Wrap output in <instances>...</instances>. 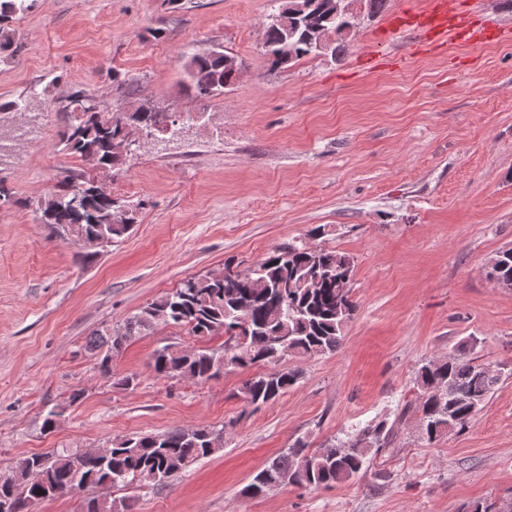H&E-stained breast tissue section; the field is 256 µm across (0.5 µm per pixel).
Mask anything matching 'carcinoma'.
Instances as JSON below:
<instances>
[{"mask_svg":"<svg viewBox=\"0 0 512 512\" xmlns=\"http://www.w3.org/2000/svg\"><path fill=\"white\" fill-rule=\"evenodd\" d=\"M288 24L271 21L264 31L263 47L271 66L279 68L309 56L338 59L348 50L351 35L344 33L347 18L336 14L335 0H288ZM31 7L30 0H0V26ZM288 43L290 53L278 50ZM186 90L199 101L224 93L235 77L224 66V49L194 54L184 64ZM66 120L60 141L69 154L91 170L110 177L118 175L128 155L117 150L139 130L145 138L165 134L175 125L171 112H141L134 105L109 112L78 92L63 107ZM98 177L67 175L57 190L38 203L37 221L63 239L82 243L87 255L98 253V242L112 246L128 235L137 223V209L112 196L111 189L97 184ZM325 234V228L309 229L306 237L278 248L247 268L232 262L224 270L235 271L230 281L209 275L185 280L127 316L112 329H98L87 347L100 359L102 372L110 373L112 355L131 336H147L160 326L181 327L204 341L215 335L224 343L213 348L184 349L168 343L153 353L157 376L168 379L208 381L226 371L278 365L283 360L281 343L288 355L322 356L335 353L345 339V328L356 310L352 289L341 288L339 278H353L354 258L344 252L307 248V240ZM498 285L512 286V254L489 272ZM299 373L292 369L256 372L246 379L240 397L260 407L276 401L292 389ZM499 381L485 365L469 357L467 344L440 359L420 364L414 384L415 400L404 406L398 418L418 414V432L433 444L454 431L463 430L482 410ZM211 427L190 431L139 434L112 439L105 458L81 459L80 452L52 451L23 456L7 469L11 487L0 484V499L12 495L11 512H35L48 490L61 488L74 495L90 488L102 493L91 498L95 512H136V498L112 497L110 489L131 485L165 488L194 463L224 449L210 439ZM394 425L371 421L345 438L312 450L302 439L274 457L246 486L260 481L276 485L283 479L308 489L329 488L364 473L391 445Z\"/></svg>","mask_w":512,"mask_h":512,"instance_id":"cac0c4a2","label":"carcinoma"}]
</instances>
